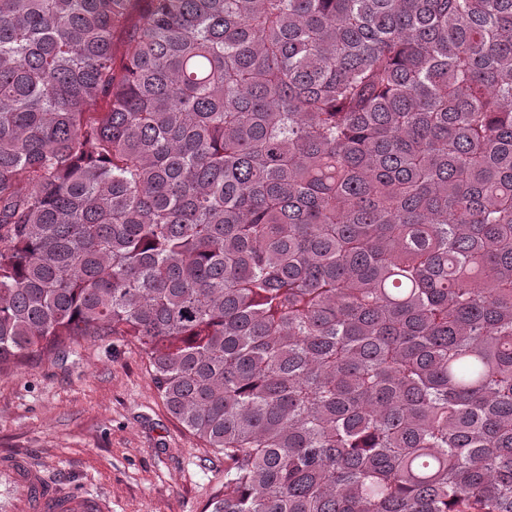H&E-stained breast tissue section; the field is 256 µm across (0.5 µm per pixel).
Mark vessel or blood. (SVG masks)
<instances>
[{"mask_svg":"<svg viewBox=\"0 0 512 512\" xmlns=\"http://www.w3.org/2000/svg\"><path fill=\"white\" fill-rule=\"evenodd\" d=\"M0 483L8 488L7 499L0 502V512H111L109 502L97 495L49 482L22 456H0Z\"/></svg>","mask_w":512,"mask_h":512,"instance_id":"obj_1","label":"vessel or blood"}]
</instances>
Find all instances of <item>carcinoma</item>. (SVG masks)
I'll use <instances>...</instances> for the list:
<instances>
[{
    "instance_id": "cac0c4a2",
    "label": "carcinoma",
    "mask_w": 512,
    "mask_h": 512,
    "mask_svg": "<svg viewBox=\"0 0 512 512\" xmlns=\"http://www.w3.org/2000/svg\"><path fill=\"white\" fill-rule=\"evenodd\" d=\"M110 336L211 512H512V0H0V370Z\"/></svg>"
}]
</instances>
